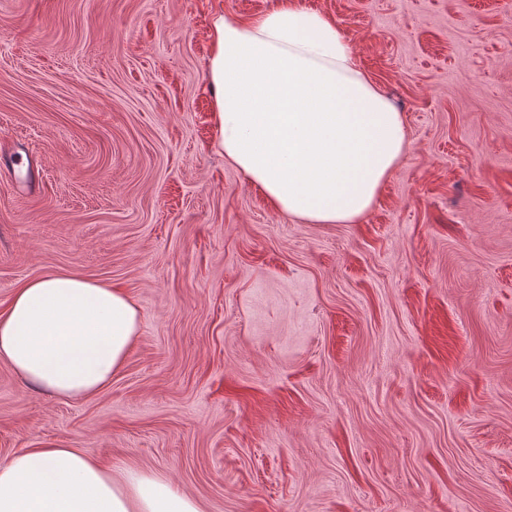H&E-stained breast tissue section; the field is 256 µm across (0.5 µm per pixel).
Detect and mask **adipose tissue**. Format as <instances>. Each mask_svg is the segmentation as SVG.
<instances>
[{"label": "adipose tissue", "mask_w": 512, "mask_h": 512, "mask_svg": "<svg viewBox=\"0 0 512 512\" xmlns=\"http://www.w3.org/2000/svg\"><path fill=\"white\" fill-rule=\"evenodd\" d=\"M206 78L217 142L271 205L308 224H351L376 203L407 149L405 120L354 45L302 0L240 21L217 16ZM141 332L117 287L65 274L27 281L0 314V362L38 391L97 393ZM0 512H201L160 476L47 444L0 461Z\"/></svg>", "instance_id": "obj_1"}]
</instances>
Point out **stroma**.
I'll return each instance as SVG.
<instances>
[{
  "label": "stroma",
  "mask_w": 512,
  "mask_h": 512,
  "mask_svg": "<svg viewBox=\"0 0 512 512\" xmlns=\"http://www.w3.org/2000/svg\"><path fill=\"white\" fill-rule=\"evenodd\" d=\"M274 0H0V313L122 288L111 383L0 363V460L52 443L203 512H512V0H303L409 146L355 224L274 210L221 153L217 15Z\"/></svg>",
  "instance_id": "stroma-1"
}]
</instances>
